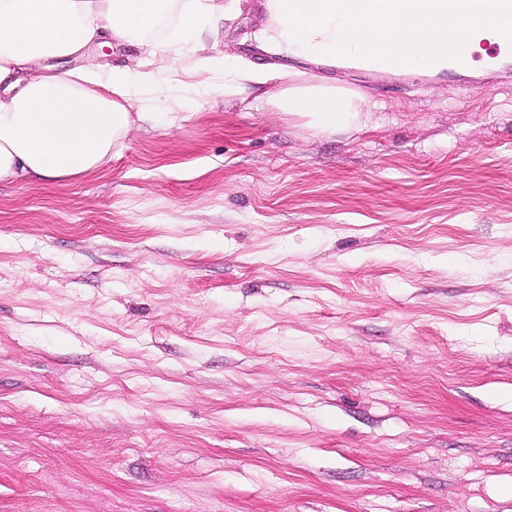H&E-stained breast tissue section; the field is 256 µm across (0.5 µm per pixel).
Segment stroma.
I'll return each mask as SVG.
<instances>
[{
  "label": "stroma",
  "instance_id": "1",
  "mask_svg": "<svg viewBox=\"0 0 512 512\" xmlns=\"http://www.w3.org/2000/svg\"><path fill=\"white\" fill-rule=\"evenodd\" d=\"M223 3L266 84L0 186V512H512V75H339ZM266 105L278 112L304 115L322 131L350 125L358 119L359 112H370L354 94L309 84H292L277 96L267 98Z\"/></svg>",
  "mask_w": 512,
  "mask_h": 512
}]
</instances>
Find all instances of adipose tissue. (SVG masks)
I'll list each match as a JSON object with an SVG mask.
<instances>
[{"label": "adipose tissue", "instance_id": "ef3b65f1", "mask_svg": "<svg viewBox=\"0 0 512 512\" xmlns=\"http://www.w3.org/2000/svg\"><path fill=\"white\" fill-rule=\"evenodd\" d=\"M218 0H0V183L36 178L60 184L98 169L140 125L157 117L149 102L132 106L137 87L162 84L169 105L183 94H235L266 75L209 53ZM139 48L138 68L103 65L92 47ZM193 60L174 66L171 53ZM77 60L61 70L57 59ZM268 107L310 118L323 131L355 122L356 95L293 84Z\"/></svg>", "mask_w": 512, "mask_h": 512}]
</instances>
